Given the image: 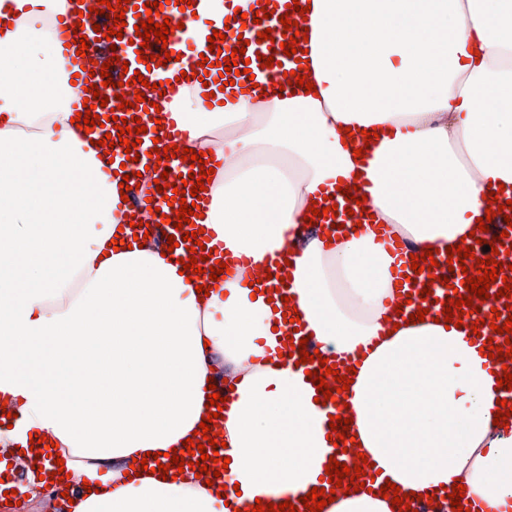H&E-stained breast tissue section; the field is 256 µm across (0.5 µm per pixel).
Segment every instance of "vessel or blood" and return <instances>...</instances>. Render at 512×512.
Masks as SVG:
<instances>
[{
    "label": "vessel or blood",
    "instance_id": "1",
    "mask_svg": "<svg viewBox=\"0 0 512 512\" xmlns=\"http://www.w3.org/2000/svg\"><path fill=\"white\" fill-rule=\"evenodd\" d=\"M132 4L131 10L125 11L126 24L123 28V38L116 43V56H119L121 60L127 61L128 71L124 73V80H131L133 72H142L145 79H148L149 83H156L159 81L175 80L180 74L187 73L190 75H196L199 77L205 75H217L220 69L217 65L219 55L217 52L211 51L209 48V37L202 33H195L192 37V42L195 46L194 51L191 54L181 55L179 60L168 61L167 64L159 66H146L144 62L139 61L136 53L137 47L133 45L132 40L136 36L135 27L139 24L140 14L146 13L147 0H130ZM68 9L64 15L58 16L56 19V25L59 27L60 32L57 37L59 45H62V53L67 61V67L71 73L77 74L78 83L80 88H88L90 84H102L103 79L101 76H90L88 67L90 65L89 57L79 56L77 49L74 45L75 36L73 30L75 26H82L83 33L86 37L87 44H94L96 34L93 30L94 24H97V17L85 16L78 17L76 11L78 7H96L97 0H67ZM270 31L271 37L268 40H259L258 34L261 31ZM284 26L280 21L279 13H271L268 19L262 20L261 23H247L245 29H242L241 34L243 39H246L248 45L246 47L245 55L249 58V67L251 69L250 74L240 75L238 78L240 86H247L250 78H264L274 79L280 74H283V64L287 62L288 57L285 55L281 44L284 40L283 37ZM208 56L212 63L211 68H203L199 65L201 56ZM273 57L275 64L273 67L267 68L261 65V57ZM96 114L105 117L106 123L104 125L105 132H113L114 126L109 123L108 117L111 111L110 107H96ZM118 117H137L140 118L142 125L147 128L146 133L142 134L141 144H138L137 151L140 155L138 161H129L125 153L124 145H115L112 151V171L123 170L127 174L133 175L139 171L140 167L149 165L150 158L148 156L149 151L153 148L154 140H161L162 144L168 145L174 143L178 137V132L174 126L163 125L156 126L151 114L146 113L144 103H135L134 107L125 108L115 111ZM168 169L170 174L168 180L170 185L165 188L164 192L153 193L152 204L153 206L159 207L162 214L167 216H174V207L169 206L167 198L172 195L173 183L179 182L181 176L189 174L191 166L189 163L181 161L180 158L170 159ZM402 280L400 287L404 293L410 294L413 299H420L423 288H430L431 294V305L429 307L430 312L439 313L442 312L447 297L452 296L454 289L463 288L464 275L461 270H449L447 265H440V267L434 268L432 273H413L411 267H404L401 271ZM507 299L501 296L499 299L494 300L492 309H485L481 312V317L484 319L485 324L481 326L479 332L481 336L486 338H492L494 344H504L505 338L502 335L493 333L492 329L488 326L487 321L491 319L493 310H500L502 316L512 315V310L506 307Z\"/></svg>",
    "mask_w": 512,
    "mask_h": 512
}]
</instances>
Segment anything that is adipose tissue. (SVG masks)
Segmentation results:
<instances>
[{"instance_id": "1", "label": "adipose tissue", "mask_w": 512, "mask_h": 512, "mask_svg": "<svg viewBox=\"0 0 512 512\" xmlns=\"http://www.w3.org/2000/svg\"><path fill=\"white\" fill-rule=\"evenodd\" d=\"M65 8L0 0V398L19 424L0 428V451L51 439L71 512H227L193 469L125 468L182 448L208 414L209 379L227 372L225 485L250 506L326 486L327 410L280 355L281 312L250 284L286 256L303 332L354 363L342 400L377 471L325 512H398L376 490L386 482L419 495L462 484L486 512H512L497 364L470 324L402 322L383 243L458 245L488 192L512 191V0H311L314 92L182 88L166 105L178 147L221 162L205 232L247 260L205 298L164 246L109 248L126 206L72 121L79 88L46 27ZM341 184L366 196L372 223L306 227Z\"/></svg>"}]
</instances>
